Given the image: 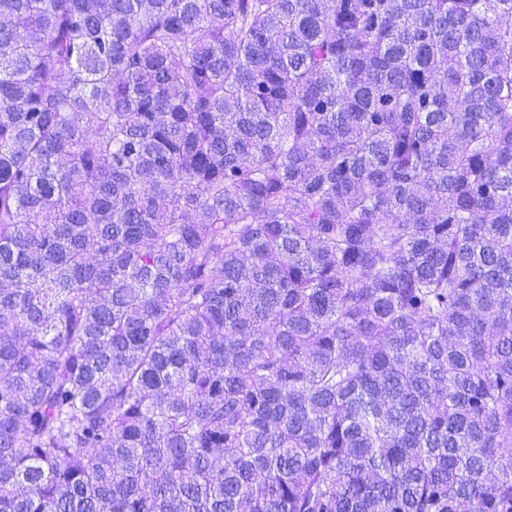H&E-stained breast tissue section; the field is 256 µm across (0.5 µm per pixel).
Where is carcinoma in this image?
I'll return each instance as SVG.
<instances>
[{"mask_svg":"<svg viewBox=\"0 0 512 512\" xmlns=\"http://www.w3.org/2000/svg\"><path fill=\"white\" fill-rule=\"evenodd\" d=\"M512 512V0H0V512Z\"/></svg>","mask_w":512,"mask_h":512,"instance_id":"cac0c4a2","label":"carcinoma"}]
</instances>
